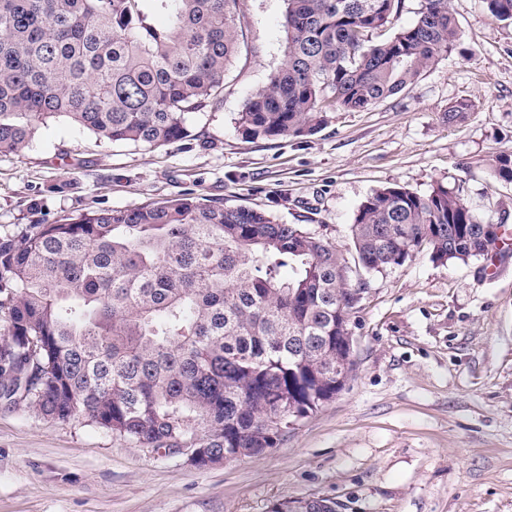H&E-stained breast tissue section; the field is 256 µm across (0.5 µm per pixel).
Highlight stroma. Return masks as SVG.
Here are the masks:
<instances>
[{
	"label": "stroma",
	"instance_id": "1",
	"mask_svg": "<svg viewBox=\"0 0 512 512\" xmlns=\"http://www.w3.org/2000/svg\"><path fill=\"white\" fill-rule=\"evenodd\" d=\"M450 3L461 38L411 89L330 109L305 138L252 140L238 114L284 59L285 3L240 0L245 43L222 98L183 139L148 148L65 119L39 126L27 147L0 153V233L188 194L264 210L345 251L358 206L390 184L456 187L497 223L512 184H490L480 166L512 151V24L485 0ZM460 99L469 118L444 124ZM364 280L351 379L277 448L199 469L81 416L0 404V512H268L317 497L340 512H512V243L490 261L441 265L422 252Z\"/></svg>",
	"mask_w": 512,
	"mask_h": 512
}]
</instances>
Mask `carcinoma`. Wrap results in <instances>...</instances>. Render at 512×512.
<instances>
[{
	"mask_svg": "<svg viewBox=\"0 0 512 512\" xmlns=\"http://www.w3.org/2000/svg\"><path fill=\"white\" fill-rule=\"evenodd\" d=\"M238 0H0V152L64 118L112 143L183 138L219 100L240 47ZM284 60L239 112L252 139L304 138L326 108L364 110L410 89L452 51L450 0L380 38L402 0H285ZM512 23V0H486ZM167 16L163 27L152 13ZM462 99L443 121L463 123ZM512 183V152L486 160ZM486 224L458 190L373 191L350 224L351 257L380 272L415 253L483 257ZM344 254L301 224L185 194L0 235V402L66 422L82 416L142 448L260 457L288 425L346 386L354 289ZM322 498L272 512H336Z\"/></svg>",
	"mask_w": 512,
	"mask_h": 512,
	"instance_id": "cac0c4a2",
	"label": "carcinoma"
}]
</instances>
